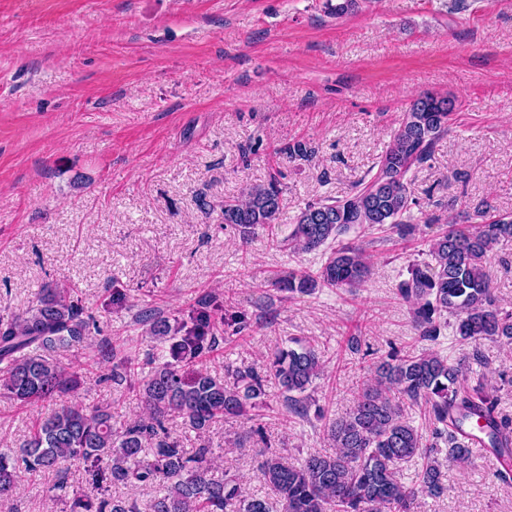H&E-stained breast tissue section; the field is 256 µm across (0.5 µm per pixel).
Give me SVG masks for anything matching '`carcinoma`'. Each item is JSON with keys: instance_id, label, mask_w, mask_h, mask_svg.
<instances>
[{"instance_id": "obj_1", "label": "carcinoma", "mask_w": 512, "mask_h": 512, "mask_svg": "<svg viewBox=\"0 0 512 512\" xmlns=\"http://www.w3.org/2000/svg\"><path fill=\"white\" fill-rule=\"evenodd\" d=\"M457 102L423 93L412 100L398 130L375 164L377 171L350 195L312 202L300 209L295 227L283 246L312 252L328 240L338 241L356 226L405 232L411 198L408 173L430 159L434 146L448 133ZM283 199L273 181L249 189L245 199L224 201V224L247 239L275 223ZM474 225L440 224L430 240V259L409 267L408 279L397 293L410 305V318L423 341L434 342L442 320L454 318L464 341L492 338L512 344V311L496 303L485 271L489 254L502 240L512 239V216L486 203ZM372 256L363 248L341 245L317 270H290L274 280L289 294L318 287L357 288L370 276ZM248 329L245 315L224 314L216 320L205 302L179 326L181 336L169 348L170 360L157 364L147 376L130 379L128 366L111 373L127 382L148 410L132 424L116 426L112 411L91 413L71 405L53 406L56 395L80 385V375L56 358L59 348L87 342L90 322L84 307L67 288H44L28 309L0 321V397L36 407L30 438L20 456L30 472L58 474L54 490L66 488L69 465L82 464L98 489L117 484L165 483L151 512H272L264 496L243 494L237 475L218 474L207 446L188 452L171 435L166 421L178 415L192 430L204 431L226 418L251 419L266 396L270 380L280 388L288 412L304 417V393L321 369L310 344L279 349L264 370L235 368L224 379L204 367L184 370L212 353L219 331L231 336ZM425 405L433 426L432 442L423 446L422 432L404 416L403 402ZM479 425L489 447L512 458V425L496 414V399L485 379L466 378L465 362H451L433 349L402 354L394 351L365 383L352 409L326 419L334 451L311 454L290 465L276 453H263L258 472L275 493L281 512H411L418 492L439 497L448 490L443 465L436 457L448 448V464L464 466L470 449L459 431L466 423ZM421 459L418 485L400 477L398 465ZM19 474L15 454L0 451V505L15 492ZM72 512H138L136 504L101 496L93 504L74 495Z\"/></svg>"}]
</instances>
